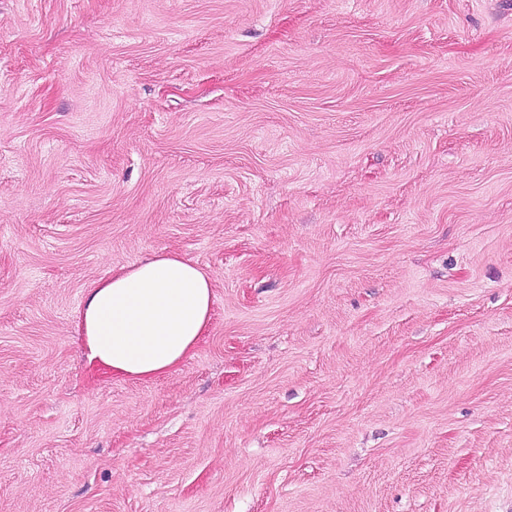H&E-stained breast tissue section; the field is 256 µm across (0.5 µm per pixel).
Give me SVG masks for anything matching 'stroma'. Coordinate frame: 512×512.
<instances>
[{
    "instance_id": "stroma-1",
    "label": "stroma",
    "mask_w": 512,
    "mask_h": 512,
    "mask_svg": "<svg viewBox=\"0 0 512 512\" xmlns=\"http://www.w3.org/2000/svg\"><path fill=\"white\" fill-rule=\"evenodd\" d=\"M160 252L207 335L95 376ZM0 512H512V0H0ZM212 288L210 274L175 253L112 271L89 288L79 316L89 366L122 381L171 373L208 332Z\"/></svg>"
}]
</instances>
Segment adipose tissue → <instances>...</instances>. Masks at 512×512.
<instances>
[{"instance_id": "adipose-tissue-1", "label": "adipose tissue", "mask_w": 512, "mask_h": 512, "mask_svg": "<svg viewBox=\"0 0 512 512\" xmlns=\"http://www.w3.org/2000/svg\"><path fill=\"white\" fill-rule=\"evenodd\" d=\"M212 288L210 274L174 253L113 271L89 288L79 316L89 366L122 381L171 373L208 332Z\"/></svg>"}]
</instances>
